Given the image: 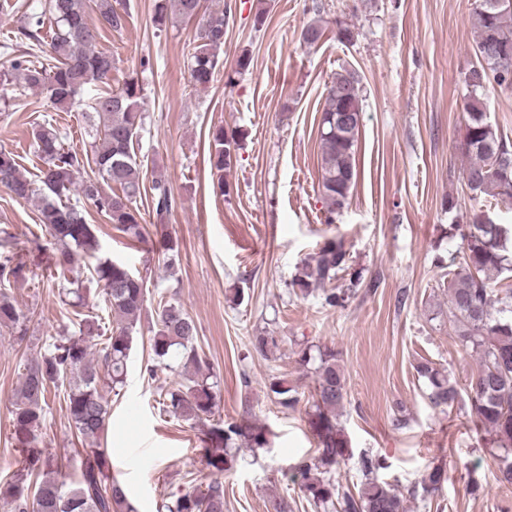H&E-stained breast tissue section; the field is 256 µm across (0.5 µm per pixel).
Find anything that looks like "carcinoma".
Here are the masks:
<instances>
[{
    "label": "carcinoma",
    "instance_id": "cac0c4a2",
    "mask_svg": "<svg viewBox=\"0 0 512 512\" xmlns=\"http://www.w3.org/2000/svg\"><path fill=\"white\" fill-rule=\"evenodd\" d=\"M322 4L313 0L314 18L301 30V42L312 47L324 35ZM96 22H91L90 15ZM127 12L114 0H45L23 15L15 38L27 42L14 56L10 69L0 74V85L20 87L46 94L55 108L81 105L88 90L109 79L114 56L96 49L104 31L119 30ZM197 22L188 52L192 87L207 90L219 71L225 83L249 70L251 58L240 53L234 65L223 69L227 10H204L203 0H155L153 23L158 31L173 19ZM51 22L50 43H44L45 21ZM476 33L474 65L464 75L467 89L464 110L465 131L459 151L467 159L462 182L474 193L477 207L470 211V224L461 233V245L448 262V322L452 324L461 350L479 355V370L467 388L460 389L448 375L427 361L417 373L427 383L432 407L445 411L468 400L474 428L490 436L501 450L496 455L494 479L512 487V226L499 224L488 211L501 206L512 210V140L491 121L489 90L512 89V0H474L471 14ZM49 46L54 63L32 60L33 51ZM363 87L358 73L342 68L326 87L319 135L320 191L325 203V223L333 224L348 205L357 176L355 146L361 123L350 130L336 126L340 112L351 109L362 114ZM87 112L97 118L91 125L87 149L67 148L50 124L32 130L35 153L42 162L38 179L27 178L16 155L0 150V184L18 201H37L38 226L54 241L57 256L50 278L65 298H83V280L73 275L78 253L95 258L89 268L91 279L101 284L104 309L115 326L103 333L104 347L96 356L90 339L100 324L80 319L79 335L61 332L51 337L48 351L24 366L22 380L14 393L11 416L13 437L22 453L21 468L5 482L0 481V499L14 504V512H134L124 487L105 472L106 452L98 447L110 416L107 394L117 392L126 382L128 360L141 311L147 301L145 280L118 261L100 257L95 225L87 222L85 210L70 202L78 195L90 201L112 228L132 241L147 235L137 198L141 196L144 161L134 150V140L145 124L142 85L128 79L118 91L90 97ZM209 161L219 172L218 188L224 190V172L231 168L237 141L234 133L219 126L209 133ZM91 171V176L82 174ZM155 234L164 265L179 262L177 243L165 226L175 199L165 178L152 179ZM350 253L341 241H330L304 260L290 286L308 297L318 295L325 306L343 307L363 281L360 271L348 281L332 286L339 273L349 269ZM25 263L17 255L0 260V287L23 273ZM26 316L0 290V328L25 331ZM150 347L154 360L171 372L183 370L185 380L163 393L162 407L176 418L199 427L198 439L206 464L224 470L231 450L266 448L267 431L243 416L210 422L220 380L197 348L198 330L191 316L174 298L160 299L152 329ZM315 380V410L310 427L319 442V453L294 466L304 497L322 512H408L407 497L373 476L382 462L367 455L359 464L365 482L357 490H343L328 474L347 455L349 441L337 422L336 411L347 397L336 354L319 352ZM63 393L71 427L90 447L82 455L79 476L69 481L50 466L37 448L39 430L45 420L51 391ZM276 403L284 410L299 403L295 388L283 376L269 386ZM445 470L434 467L412 487L426 494L442 488ZM165 512H224V482L211 479L185 492L171 495Z\"/></svg>",
    "mask_w": 512,
    "mask_h": 512
}]
</instances>
